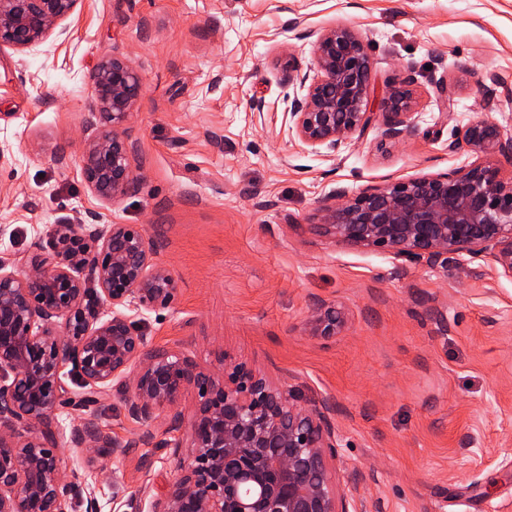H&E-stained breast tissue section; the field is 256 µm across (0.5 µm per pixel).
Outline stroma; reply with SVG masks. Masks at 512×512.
Segmentation results:
<instances>
[{
  "instance_id": "35a3bbf8",
  "label": "stroma",
  "mask_w": 512,
  "mask_h": 512,
  "mask_svg": "<svg viewBox=\"0 0 512 512\" xmlns=\"http://www.w3.org/2000/svg\"><path fill=\"white\" fill-rule=\"evenodd\" d=\"M359 34L373 67L371 127L339 152L296 138L293 77L320 30ZM130 61L142 95L125 125L134 181L97 198L80 166L103 123L98 63ZM413 80L415 113L384 136L381 101ZM447 84L440 96L438 84ZM512 0H78L39 47L0 49V257L35 251L51 224H140L171 273L168 308L145 321L157 348L221 372L245 363L311 407L329 401L335 465L369 512H512V279L484 260L455 271L333 243L313 225L345 191L483 163L455 129L512 130ZM495 105L485 111L483 98ZM316 299L347 321L306 336ZM89 417L112 437L166 436L104 396ZM65 477L98 512L164 491L176 464L141 445Z\"/></svg>"
}]
</instances>
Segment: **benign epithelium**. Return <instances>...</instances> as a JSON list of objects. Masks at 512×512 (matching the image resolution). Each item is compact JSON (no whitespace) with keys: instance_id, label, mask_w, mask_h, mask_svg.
Masks as SVG:
<instances>
[{"instance_id":"7a95c632","label":"benign epithelium","mask_w":512,"mask_h":512,"mask_svg":"<svg viewBox=\"0 0 512 512\" xmlns=\"http://www.w3.org/2000/svg\"><path fill=\"white\" fill-rule=\"evenodd\" d=\"M77 2L0 0V49L43 43ZM296 81L301 93L290 115L303 145L334 152L372 124L371 60L360 36L322 30L313 73ZM412 85L405 78L387 92L389 138L412 116ZM93 94L106 126L89 141L81 174L97 197L114 200L133 181L124 126L142 82L126 59L112 57L97 67ZM457 140L512 158V132L492 121L457 129ZM313 228L334 243L430 267L483 258L512 279V179L488 162L370 186L322 205ZM153 249L139 224H90L81 234L50 224L35 252L0 258V512H73L78 501L97 512L92 494L60 471L62 433L51 423L59 408L82 411L114 391L131 419L151 422L189 389L199 396L190 452L176 439L158 442L176 474L161 495L130 492L129 512H367L330 467L337 439L328 402L300 407L242 363H226L218 375L151 346L136 317L168 306L175 293ZM19 264L25 273L15 271ZM344 324L342 308L316 300L305 333L332 339ZM68 367L78 388L69 401ZM69 443L89 465L104 448L120 456L137 445L90 418L71 427Z\"/></svg>"}]
</instances>
